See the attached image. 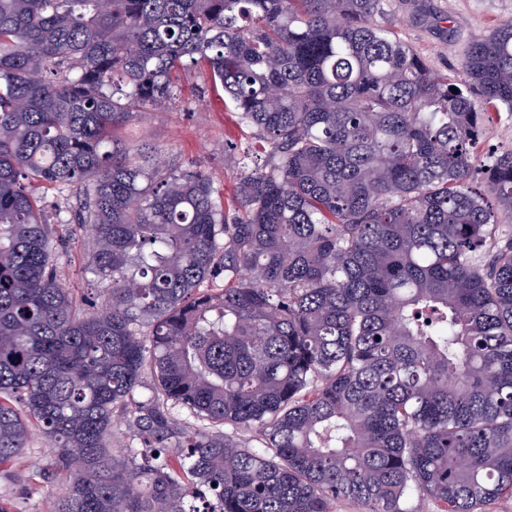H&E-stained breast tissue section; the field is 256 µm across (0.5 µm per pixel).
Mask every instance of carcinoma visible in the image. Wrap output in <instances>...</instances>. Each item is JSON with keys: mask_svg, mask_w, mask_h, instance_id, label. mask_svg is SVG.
Returning a JSON list of instances; mask_svg holds the SVG:
<instances>
[{"mask_svg": "<svg viewBox=\"0 0 512 512\" xmlns=\"http://www.w3.org/2000/svg\"><path fill=\"white\" fill-rule=\"evenodd\" d=\"M378 3L0 0V465L39 431L51 512L512 497V152L474 166L475 98L512 113V20L457 80ZM199 63L252 129L231 204L116 134ZM40 185L78 197L105 303L60 284ZM116 413L143 447L120 461Z\"/></svg>", "mask_w": 512, "mask_h": 512, "instance_id": "1", "label": "carcinoma"}]
</instances>
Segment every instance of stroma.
<instances>
[{"instance_id":"1","label":"stroma","mask_w":512,"mask_h":512,"mask_svg":"<svg viewBox=\"0 0 512 512\" xmlns=\"http://www.w3.org/2000/svg\"><path fill=\"white\" fill-rule=\"evenodd\" d=\"M512 19V0H380L372 17L410 45L436 72L453 74L473 40ZM178 99L164 111L143 110L122 130L138 145L150 143L165 150L178 166L207 173L224 198H231L238 172L234 148L246 144L250 131L212 83L204 67L181 74ZM512 151V114H494L476 151L475 166L486 171L498 155ZM39 195L45 215L64 235L67 250L58 264L59 278L76 298L104 301V288L91 285L83 273L87 236L73 221L75 200L52 187ZM66 478L52 472V454L41 438H33L25 456L0 466V503L9 512H49V496L62 491Z\"/></svg>"}]
</instances>
